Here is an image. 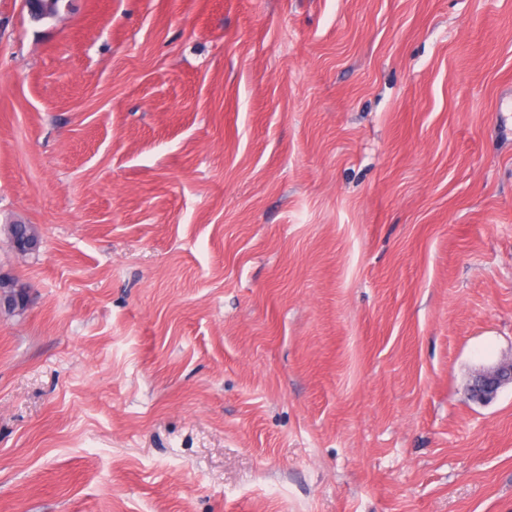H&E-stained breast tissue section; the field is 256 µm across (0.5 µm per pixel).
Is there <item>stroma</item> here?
Masks as SVG:
<instances>
[{"label": "stroma", "mask_w": 512, "mask_h": 512, "mask_svg": "<svg viewBox=\"0 0 512 512\" xmlns=\"http://www.w3.org/2000/svg\"><path fill=\"white\" fill-rule=\"evenodd\" d=\"M1 272L0 512H512V0H0ZM53 1L54 0H22L21 2L23 7L27 8L30 17L34 21L55 19L59 17L62 8L69 10L73 6L72 0H56L58 13L55 10ZM29 287L26 284H8L0 287V309L22 310L28 305ZM512 385V359L502 360L484 368L471 385V394L479 402H491L498 392Z\"/></svg>", "instance_id": "obj_1"}]
</instances>
